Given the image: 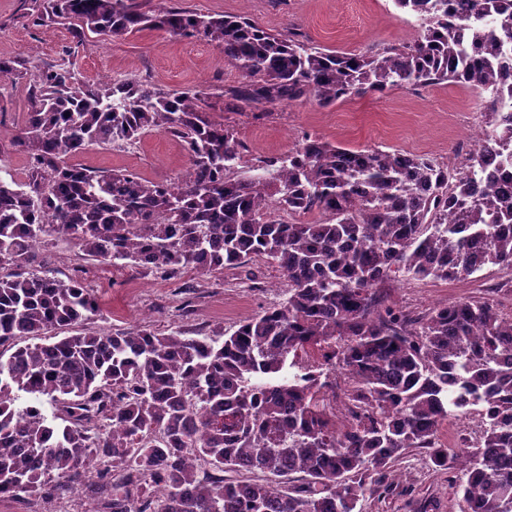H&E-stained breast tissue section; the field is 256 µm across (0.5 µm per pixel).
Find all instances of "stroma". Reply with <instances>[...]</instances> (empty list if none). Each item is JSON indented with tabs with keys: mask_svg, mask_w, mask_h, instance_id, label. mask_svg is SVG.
<instances>
[{
	"mask_svg": "<svg viewBox=\"0 0 512 512\" xmlns=\"http://www.w3.org/2000/svg\"><path fill=\"white\" fill-rule=\"evenodd\" d=\"M176 6L216 15L244 14L268 32L297 33L301 40L329 51L361 53L400 47L414 39L417 23L397 10L393 0H174ZM32 0H0V56L21 55L33 66L66 64L88 83L113 78L145 79L164 92L191 89L201 93L212 120L233 125L245 146L237 173L250 175L262 161L288 154L307 135L352 150L379 148L430 157L449 163L459 139L469 137L465 118L479 116L483 99L453 83L419 88H393L385 96L367 94L331 107L301 99L285 102L267 113L224 109V90L240 80L225 63L217 43L174 39L144 30L102 39L90 33L73 39L61 25L33 26L27 14ZM28 112L24 83L0 89V167L24 180L27 158L15 151L12 139ZM75 162L105 169H127L156 182L178 181L189 166L182 142L163 131H150L133 143L92 144ZM34 270L61 280L78 278L96 295L100 312L88 327L97 332L145 327L158 333L183 331L213 335L232 331L239 321L277 305L288 296L287 282L274 264L257 262L250 269H228L221 275L193 270L164 279L140 266L118 268L86 257L66 239L39 250ZM512 280V273L486 266L463 280H409L394 277L386 286L385 303L418 314L448 302L483 296L485 288ZM435 469L420 449L392 464L385 499L365 496L360 512H460L449 473Z\"/></svg>",
	"mask_w": 512,
	"mask_h": 512,
	"instance_id": "1",
	"label": "stroma"
}]
</instances>
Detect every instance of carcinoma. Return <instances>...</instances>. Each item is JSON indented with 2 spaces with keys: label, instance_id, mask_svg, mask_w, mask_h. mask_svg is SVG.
<instances>
[{
  "label": "carcinoma",
  "instance_id": "cac0c4a2",
  "mask_svg": "<svg viewBox=\"0 0 512 512\" xmlns=\"http://www.w3.org/2000/svg\"><path fill=\"white\" fill-rule=\"evenodd\" d=\"M393 2L420 21L411 44L339 54L241 15L41 0L32 24L78 40L158 30L218 43L241 76L224 90L229 112L449 81L487 94V136L452 169L307 136L239 178L244 147L198 92L93 85L62 64L34 71L0 57V78L27 81L30 103L13 138L25 180L0 169V269H11L0 274V496L48 504L83 491L89 512H359L365 494H389L385 471L410 448L448 468L439 425L480 406L462 512H512V319L491 298L417 317L382 307L396 273L451 281L488 264L512 270V183L494 187L489 168L512 164V0ZM147 130L185 142L179 184L66 161ZM272 207L325 219L285 224ZM59 237L164 278L274 263L288 297L229 335L90 332V290L30 270ZM20 336L48 343L18 347ZM312 348L353 378L341 428L318 376L292 371Z\"/></svg>",
  "mask_w": 512,
  "mask_h": 512
}]
</instances>
